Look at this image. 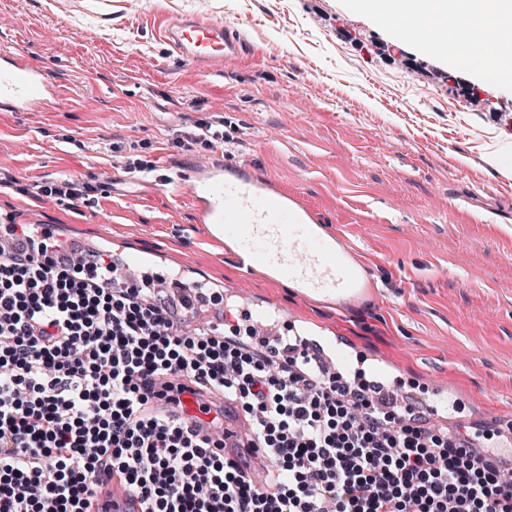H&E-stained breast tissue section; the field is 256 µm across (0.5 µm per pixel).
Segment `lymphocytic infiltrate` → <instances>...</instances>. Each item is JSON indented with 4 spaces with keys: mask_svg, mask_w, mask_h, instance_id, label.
<instances>
[{
    "mask_svg": "<svg viewBox=\"0 0 512 512\" xmlns=\"http://www.w3.org/2000/svg\"><path fill=\"white\" fill-rule=\"evenodd\" d=\"M0 248V512H91L120 473L142 512H512V481L462 441L376 399L361 376L316 372L241 328L189 336L162 290L55 242ZM180 376L235 403L270 479L155 412Z\"/></svg>",
    "mask_w": 512,
    "mask_h": 512,
    "instance_id": "f902f5d3",
    "label": "lymphocytic infiltrate"
}]
</instances>
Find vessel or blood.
Instances as JSON below:
<instances>
[{
	"mask_svg": "<svg viewBox=\"0 0 512 512\" xmlns=\"http://www.w3.org/2000/svg\"><path fill=\"white\" fill-rule=\"evenodd\" d=\"M172 49L184 60L224 65L240 59L242 44L223 19L167 22ZM58 81L47 67L23 64L19 53L0 54V111L25 112L57 98ZM190 188L193 223L202 225L209 243L228 245L245 273L266 272L272 279L301 284L305 295L345 300L369 288L363 266L350 255L343 237H326L320 220L301 195L257 175L247 165L212 162L184 175ZM161 412L188 418L200 428L221 425L226 453L246 446L244 419H230L214 396L184 383L176 400L158 401ZM98 498L112 512H141L140 501L117 476L104 475Z\"/></svg>",
	"mask_w": 512,
	"mask_h": 512,
	"instance_id": "b4317fda",
	"label": "vessel or blood"
}]
</instances>
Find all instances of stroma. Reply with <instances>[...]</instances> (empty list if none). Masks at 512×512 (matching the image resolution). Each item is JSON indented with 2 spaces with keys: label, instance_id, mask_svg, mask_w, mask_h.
<instances>
[{
  "label": "stroma",
  "instance_id": "obj_1",
  "mask_svg": "<svg viewBox=\"0 0 512 512\" xmlns=\"http://www.w3.org/2000/svg\"><path fill=\"white\" fill-rule=\"evenodd\" d=\"M222 17L240 62L185 64L164 16ZM0 50L51 67L58 104L0 112V217L29 209L59 240L168 279L278 309L338 339L349 366L376 363L424 409L445 388L444 427L501 446L512 416V83L459 69L351 0H0ZM216 122L220 144L173 148L175 132ZM250 164L299 193L346 237L372 288L358 301L302 298L205 244L171 182L212 159ZM98 176L91 204L24 185Z\"/></svg>",
  "mask_w": 512,
  "mask_h": 512
}]
</instances>
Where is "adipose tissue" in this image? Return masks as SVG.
Masks as SVG:
<instances>
[{"instance_id":"adipose-tissue-1","label":"adipose tissue","mask_w":512,"mask_h":512,"mask_svg":"<svg viewBox=\"0 0 512 512\" xmlns=\"http://www.w3.org/2000/svg\"><path fill=\"white\" fill-rule=\"evenodd\" d=\"M386 24L411 30L435 52L462 68L477 67L486 80L512 71V0H356Z\"/></svg>"}]
</instances>
